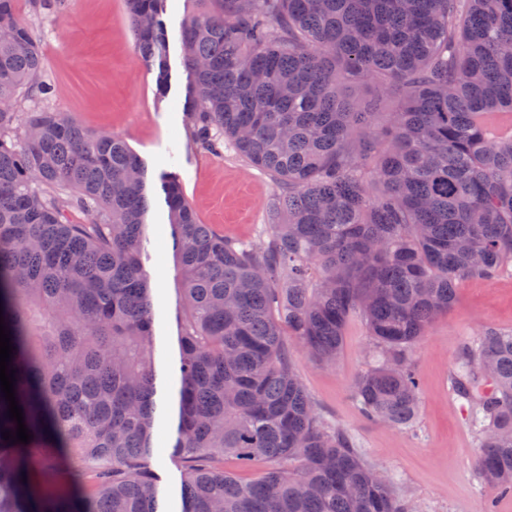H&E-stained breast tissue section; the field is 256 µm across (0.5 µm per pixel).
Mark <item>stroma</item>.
I'll return each mask as SVG.
<instances>
[{"mask_svg": "<svg viewBox=\"0 0 512 512\" xmlns=\"http://www.w3.org/2000/svg\"><path fill=\"white\" fill-rule=\"evenodd\" d=\"M212 0H163L168 31L170 80L159 91L156 69L134 50L125 0H68L64 10L34 13L30 0H17L16 15L27 23L45 58L44 79L56 92L44 101L22 100L20 109L66 114L93 133L124 137L147 169L149 243L142 257L156 293V336L174 344L177 334L172 239L161 226L167 207L161 179L177 174L200 223L225 238L256 242L263 237L267 211L277 187L233 149L214 156L196 149L185 128L183 107L191 77L181 45L183 24L213 9ZM512 331V275L463 282L453 307L417 341L413 359L420 406L413 430L368 420L351 396L355 377L369 364L370 339L364 322L351 318L341 355L320 365L299 347L291 352L297 370L320 412L358 439L367 460L400 479L415 512H512V497L493 498L473 478L477 450L466 414L448 393L451 359L461 343L484 328ZM151 466L160 478L168 512H178L182 464L170 449H159Z\"/></svg>", "mask_w": 512, "mask_h": 512, "instance_id": "stroma-1", "label": "stroma"}]
</instances>
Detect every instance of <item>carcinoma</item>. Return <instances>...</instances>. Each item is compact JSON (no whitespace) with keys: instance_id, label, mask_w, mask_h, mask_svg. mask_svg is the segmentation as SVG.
Returning a JSON list of instances; mask_svg holds the SVG:
<instances>
[{"instance_id":"1","label":"carcinoma","mask_w":512,"mask_h":512,"mask_svg":"<svg viewBox=\"0 0 512 512\" xmlns=\"http://www.w3.org/2000/svg\"><path fill=\"white\" fill-rule=\"evenodd\" d=\"M0 0V315L29 443L0 392V512H163L150 466L173 429L179 512H413L356 438L317 411L285 335L332 364L353 316L369 367L361 414L414 426V346L464 281L512 274V0H213L182 28L204 153L229 146L278 185L258 243L199 223L164 181L180 309L163 403L153 288L142 264L145 166L120 136L16 111L54 88ZM162 0H126L138 57L168 82ZM363 77L376 97H346ZM401 105L381 112L380 98ZM451 393L476 475L512 496V332L457 349ZM62 456L88 492L32 469ZM266 464L243 481L224 463Z\"/></svg>"}]
</instances>
